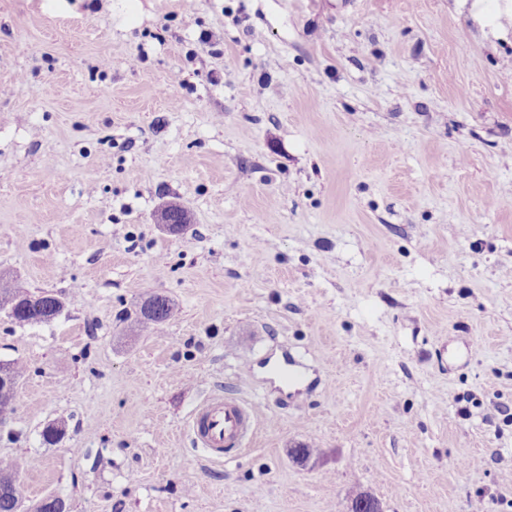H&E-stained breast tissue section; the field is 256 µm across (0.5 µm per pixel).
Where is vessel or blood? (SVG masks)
Instances as JSON below:
<instances>
[{
  "label": "vessel or blood",
  "mask_w": 512,
  "mask_h": 512,
  "mask_svg": "<svg viewBox=\"0 0 512 512\" xmlns=\"http://www.w3.org/2000/svg\"><path fill=\"white\" fill-rule=\"evenodd\" d=\"M255 413L242 398L212 394L190 417L187 428L195 446L213 459L225 449L242 447L254 432Z\"/></svg>",
  "instance_id": "b4317fda"
}]
</instances>
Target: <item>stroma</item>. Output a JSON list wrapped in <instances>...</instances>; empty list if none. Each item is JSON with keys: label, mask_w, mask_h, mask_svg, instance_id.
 <instances>
[{"label": "stroma", "mask_w": 512, "mask_h": 512, "mask_svg": "<svg viewBox=\"0 0 512 512\" xmlns=\"http://www.w3.org/2000/svg\"><path fill=\"white\" fill-rule=\"evenodd\" d=\"M1 270L20 512H512V0H0ZM158 223L170 230L180 233L189 227L185 210L176 203H166L158 211ZM65 308L64 298L49 291L32 290L17 274H0V311L13 323L20 326L50 323ZM177 314L178 308L169 296L154 293L141 303L136 311L135 322L144 329H157L175 319ZM255 413L245 400L212 394L190 417L187 428L197 447L211 459H220L226 448L242 447L254 432Z\"/></svg>", "instance_id": "35a3bbf8"}]
</instances>
